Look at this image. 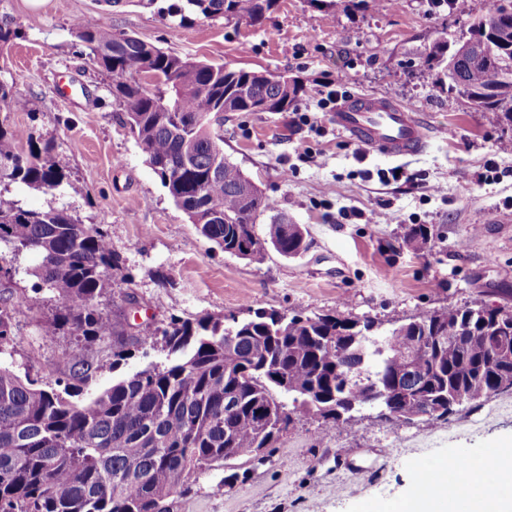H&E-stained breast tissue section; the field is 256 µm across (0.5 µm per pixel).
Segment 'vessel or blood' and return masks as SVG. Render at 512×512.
<instances>
[{"label":"vessel or blood","instance_id":"vessel-or-blood-1","mask_svg":"<svg viewBox=\"0 0 512 512\" xmlns=\"http://www.w3.org/2000/svg\"><path fill=\"white\" fill-rule=\"evenodd\" d=\"M330 118L350 140L392 158L419 154L431 139L429 128L415 112L384 94L349 95Z\"/></svg>","mask_w":512,"mask_h":512}]
</instances>
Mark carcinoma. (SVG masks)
<instances>
[{"label":"carcinoma","mask_w":512,"mask_h":512,"mask_svg":"<svg viewBox=\"0 0 512 512\" xmlns=\"http://www.w3.org/2000/svg\"><path fill=\"white\" fill-rule=\"evenodd\" d=\"M179 27L222 17L252 26L275 0H140ZM495 43L497 65L456 61L445 69L451 87L485 112L512 103V0H492L477 18ZM89 63L112 79V97L136 144L174 203L201 235L224 252L262 264L268 248L295 257L304 231L274 214L252 181L224 156V113L252 112L270 98L286 112L306 88L281 73L229 69L195 61L105 26L73 24ZM446 40L431 44L430 69L451 60ZM26 101L0 82V112ZM53 144L0 120V184L52 193L68 182L51 160ZM432 239L425 225L404 241L417 250ZM31 252L40 263L23 294L28 309L48 291L60 306L42 322L54 335L104 342L117 335L101 302L122 293L112 276L120 256L99 226L67 208L36 211L0 190V245ZM10 298L0 300V352L17 333ZM443 307L412 316L381 333L375 321L341 314L292 315L257 309L248 317L170 318L145 334L116 342L112 359L81 349L64 353L63 390L45 389L0 363V512H170L196 472L224 462V453L271 448L289 427L309 417L336 427L369 405L402 422L404 409L425 403L448 408L464 394L478 404L512 378V311ZM497 340L487 343L485 337ZM423 348L406 363L399 353ZM157 347L164 361L128 372L81 398L83 386L107 362L116 371L135 353ZM292 399L287 406L280 397Z\"/></svg>","instance_id":"carcinoma-1"}]
</instances>
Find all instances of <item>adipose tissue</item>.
<instances>
[{
  "mask_svg": "<svg viewBox=\"0 0 512 512\" xmlns=\"http://www.w3.org/2000/svg\"><path fill=\"white\" fill-rule=\"evenodd\" d=\"M512 484V450L491 449L464 484L426 480L422 490L403 498L401 512H448L457 502L458 512H512V501L498 496L499 487Z\"/></svg>",
  "mask_w": 512,
  "mask_h": 512,
  "instance_id": "1",
  "label": "adipose tissue"
}]
</instances>
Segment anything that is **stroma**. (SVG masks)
Wrapping results in <instances>:
<instances>
[{"label": "stroma", "instance_id": "35a3bbf8", "mask_svg": "<svg viewBox=\"0 0 512 512\" xmlns=\"http://www.w3.org/2000/svg\"><path fill=\"white\" fill-rule=\"evenodd\" d=\"M347 0L323 17L316 0H276L263 25L217 17L173 28L154 9L111 7L104 0H0V20L21 27L4 52L0 81L27 106L10 112L13 126L55 143L53 157L71 184L55 193L13 187L32 209L67 207L107 231L122 259L121 295L107 306L118 328L136 335L177 316L195 320L275 309L307 315L369 318L380 330L439 307L512 310V126L475 110L425 63L436 40H455L489 0H386L377 10ZM106 25L163 49L232 69L288 74L307 93L289 112H228L224 153L275 205L307 229V248L264 264L224 253L204 238L168 197L138 148L110 93L72 34L75 21ZM386 94L420 114L432 129L423 153L385 157L336 131L320 90ZM316 115L320 130L298 124ZM310 146L309 156L296 152ZM402 170L400 179L379 174ZM382 213L378 224L369 210ZM424 224L434 231L423 250L404 238ZM39 258L0 247L12 268L8 288L18 327L0 355L18 374L57 387L68 371L62 354L77 339L40 329L57 302L38 310L21 302ZM512 446V391L445 418L397 425L364 407L340 427L321 418L284 432L264 461L242 457L232 469L194 474L171 512H389L416 490V465L465 452ZM238 478L227 481L228 472Z\"/></svg>", "mask_w": 512, "mask_h": 512}]
</instances>
